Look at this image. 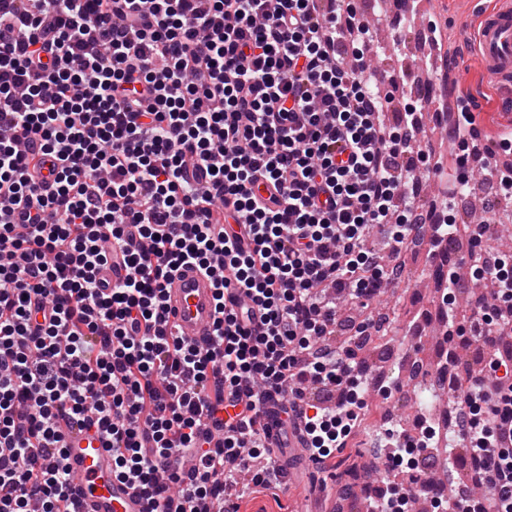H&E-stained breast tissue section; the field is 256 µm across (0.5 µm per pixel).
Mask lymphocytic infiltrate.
Instances as JSON below:
<instances>
[{"label":"lymphocytic infiltrate","instance_id":"lymphocytic-infiltrate-1","mask_svg":"<svg viewBox=\"0 0 512 512\" xmlns=\"http://www.w3.org/2000/svg\"><path fill=\"white\" fill-rule=\"evenodd\" d=\"M373 42L352 0H0V512H78L67 424L102 431L115 476L176 512H240L241 473L278 488L256 461L290 437L325 462L365 405L354 351L331 343L339 302L394 284L415 239L438 257L462 230L461 264L494 289L458 332L488 362L453 423L484 492L455 486L452 512H512V352L496 338L512 262L487 224L424 222L423 93L386 124ZM33 141L58 163L46 194L26 174ZM187 261L222 273L206 348L166 330L164 283ZM437 445L387 430L378 465L411 478L382 512L442 506Z\"/></svg>","mask_w":512,"mask_h":512}]
</instances>
